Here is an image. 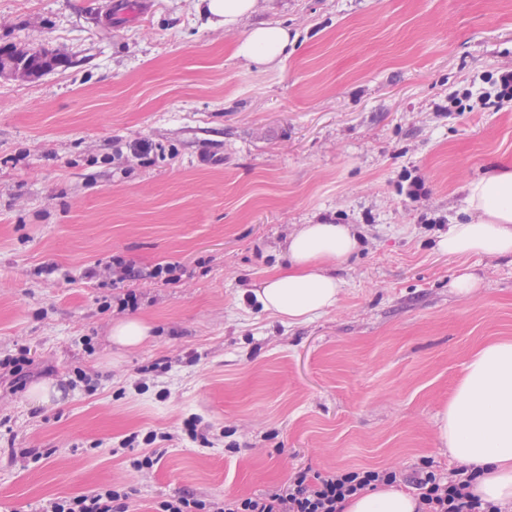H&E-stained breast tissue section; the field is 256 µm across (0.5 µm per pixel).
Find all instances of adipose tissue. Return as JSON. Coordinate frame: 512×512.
Masks as SVG:
<instances>
[{
  "instance_id": "adipose-tissue-1",
  "label": "adipose tissue",
  "mask_w": 512,
  "mask_h": 512,
  "mask_svg": "<svg viewBox=\"0 0 512 512\" xmlns=\"http://www.w3.org/2000/svg\"><path fill=\"white\" fill-rule=\"evenodd\" d=\"M287 28L259 24L239 43L237 55L264 65L287 58ZM468 216L450 224L436 247L452 258L512 257V169L502 168L467 186ZM362 238L348 224H306L287 246L288 266L255 283L250 298L280 321L296 325L334 308L340 282L336 264L360 250ZM439 436L462 464L481 470L474 490L484 500L512 499V339L475 351L443 407ZM410 494L388 488L350 498L343 512H414Z\"/></svg>"
}]
</instances>
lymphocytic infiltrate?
Here are the masks:
<instances>
[{"label": "lymphocytic infiltrate", "instance_id": "1", "mask_svg": "<svg viewBox=\"0 0 512 512\" xmlns=\"http://www.w3.org/2000/svg\"><path fill=\"white\" fill-rule=\"evenodd\" d=\"M478 477V472L465 465L442 475L427 460L410 477L393 468L339 470L325 476H313L303 469L294 472L288 482L253 497L205 501L184 491L161 501L157 512H342L344 502L357 494L403 482L414 491L416 512H507L473 493ZM128 498V492L112 488L48 500L41 512H128Z\"/></svg>", "mask_w": 512, "mask_h": 512}]
</instances>
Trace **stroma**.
<instances>
[{"mask_svg": "<svg viewBox=\"0 0 512 512\" xmlns=\"http://www.w3.org/2000/svg\"><path fill=\"white\" fill-rule=\"evenodd\" d=\"M296 47L258 66L254 25ZM57 58L0 74V512L117 487L129 512L190 490L254 496L295 471L454 467L438 416L469 357L512 338V261L451 258L466 187L512 168V101L452 112L512 67V0H257L237 27L195 0H0V47ZM147 140L149 153L131 144ZM424 197L410 198L414 179ZM352 224L336 307L286 325L248 301L304 224ZM175 268L121 280V267ZM479 286H451L461 271ZM135 292L138 304L120 309ZM135 316L152 332L109 339ZM60 382L36 405L29 389ZM145 382L144 393L134 390ZM201 417L212 447L179 439ZM169 438L113 454L134 432ZM236 450H229V443ZM155 454L135 471L130 458ZM2 49V48H1ZM0 49V66L1 64L5 65L8 61H13V57L21 52H16L12 49ZM56 59L54 54L43 47L42 45H37L33 48V52L31 54H25L23 60L27 61L28 66L25 62H21L19 58L16 61H13L11 65L7 68L6 72L10 74L12 77L19 80H27L32 75L35 77L43 72L46 67H50L52 62ZM151 327L139 319H125L112 326L110 339L124 348H137L150 336ZM21 354L18 357L5 356L3 359L0 358V378L4 376H13L14 380H20L25 366H30L33 363L28 355L30 350L21 349ZM3 370V372H2Z\"/></svg>", "mask_w": 512, "mask_h": 512, "instance_id": "stroma-1", "label": "stroma"}]
</instances>
